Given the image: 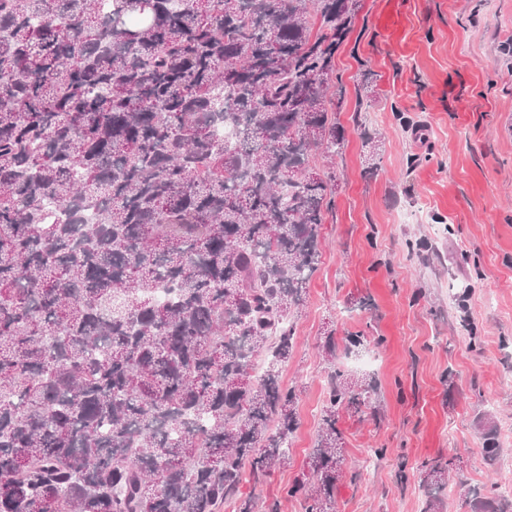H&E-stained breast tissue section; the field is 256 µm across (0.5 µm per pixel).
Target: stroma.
Here are the masks:
<instances>
[{
    "label": "stroma",
    "mask_w": 512,
    "mask_h": 512,
    "mask_svg": "<svg viewBox=\"0 0 512 512\" xmlns=\"http://www.w3.org/2000/svg\"><path fill=\"white\" fill-rule=\"evenodd\" d=\"M511 42L512 0H360L336 56L345 148L334 164L315 159L335 173L336 196L281 370L283 385L301 391L300 425L288 464L243 492L302 512L287 489L317 438L330 328L340 339L365 333L349 370L378 386L375 416L340 423L336 512H421L415 467L438 458L454 462L441 512H467L466 487L512 468ZM366 70L375 94L362 104ZM482 415L502 448L493 468L480 455Z\"/></svg>",
    "instance_id": "stroma-1"
}]
</instances>
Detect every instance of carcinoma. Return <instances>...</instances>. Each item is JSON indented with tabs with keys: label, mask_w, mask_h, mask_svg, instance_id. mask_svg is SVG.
<instances>
[{
	"label": "carcinoma",
	"mask_w": 512,
	"mask_h": 512,
	"mask_svg": "<svg viewBox=\"0 0 512 512\" xmlns=\"http://www.w3.org/2000/svg\"><path fill=\"white\" fill-rule=\"evenodd\" d=\"M357 8L0 0V512H280L241 487L288 463L299 427L280 368L336 194L311 159L345 148L335 58ZM324 350L317 440L288 490L304 512H336L340 420L376 413L336 330ZM478 425L493 467L497 428ZM416 471L421 512H440L448 461ZM465 504L512 507L494 483Z\"/></svg>",
	"instance_id": "1"
}]
</instances>
